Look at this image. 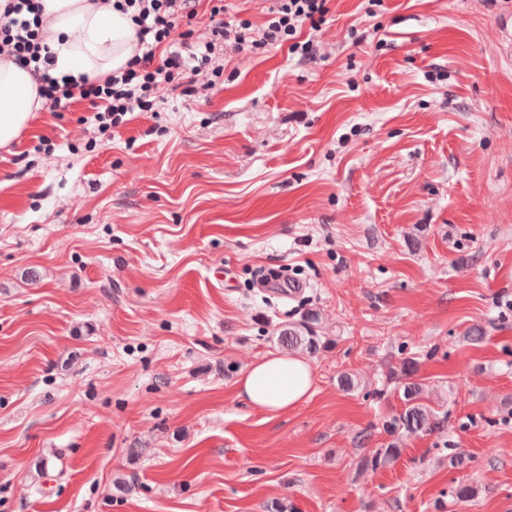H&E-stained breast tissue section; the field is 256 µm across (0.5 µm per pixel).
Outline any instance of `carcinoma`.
<instances>
[{
  "mask_svg": "<svg viewBox=\"0 0 512 512\" xmlns=\"http://www.w3.org/2000/svg\"><path fill=\"white\" fill-rule=\"evenodd\" d=\"M279 343L288 350L293 351L303 348L308 352L317 350V337L309 334L302 325L289 324L279 330ZM418 363L410 357L402 361L400 374L402 377L401 388L404 398V409L390 423L394 431H401L408 436L426 434L444 426V421L439 419L436 410L426 403L423 387L413 380L417 373ZM403 449L397 443H392L385 448H379L365 460V465L374 469L385 467L398 459Z\"/></svg>",
  "mask_w": 512,
  "mask_h": 512,
  "instance_id": "1",
  "label": "carcinoma"
}]
</instances>
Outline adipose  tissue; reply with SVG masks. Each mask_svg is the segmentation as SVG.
I'll return each mask as SVG.
<instances>
[{
  "instance_id": "ef3b65f1",
  "label": "adipose tissue",
  "mask_w": 512,
  "mask_h": 512,
  "mask_svg": "<svg viewBox=\"0 0 512 512\" xmlns=\"http://www.w3.org/2000/svg\"><path fill=\"white\" fill-rule=\"evenodd\" d=\"M42 7L51 77L78 87L125 67L134 55L137 31L129 14L98 0H42ZM43 105L30 71L0 57V148H8ZM236 385L240 398L275 419L309 400L315 378L305 357L272 353L248 365Z\"/></svg>"
}]
</instances>
